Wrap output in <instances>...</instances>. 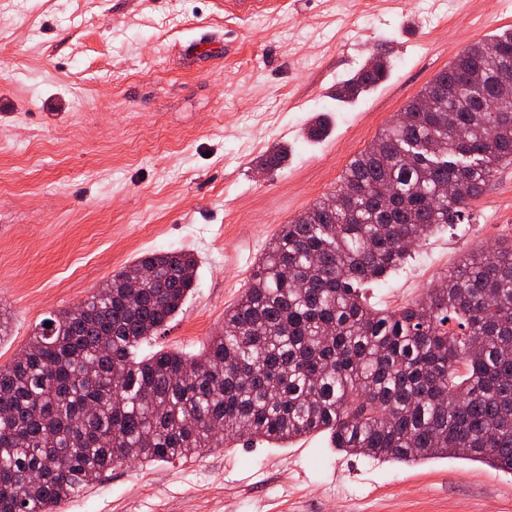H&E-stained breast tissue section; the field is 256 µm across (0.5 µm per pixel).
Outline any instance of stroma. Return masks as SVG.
<instances>
[{
    "mask_svg": "<svg viewBox=\"0 0 512 512\" xmlns=\"http://www.w3.org/2000/svg\"><path fill=\"white\" fill-rule=\"evenodd\" d=\"M284 2L230 19L224 0H0V308L12 316L0 365L50 313L169 249L195 255L198 286L140 353H200L282 225L339 188L465 48L512 26L498 0H368L365 14L353 0ZM381 43L388 79L337 101ZM321 116L327 130L310 139ZM281 147L283 168L261 171ZM510 240L506 163L472 223L441 227L363 297L397 309ZM58 512H512V473L349 456L315 432L116 466Z\"/></svg>",
    "mask_w": 512,
    "mask_h": 512,
    "instance_id": "obj_1",
    "label": "stroma"
}]
</instances>
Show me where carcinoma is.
<instances>
[{
    "label": "carcinoma",
    "mask_w": 512,
    "mask_h": 512,
    "mask_svg": "<svg viewBox=\"0 0 512 512\" xmlns=\"http://www.w3.org/2000/svg\"><path fill=\"white\" fill-rule=\"evenodd\" d=\"M507 58L512 29L410 100L336 191L282 225L203 353L137 354L196 288V259L180 250L147 253L44 318L0 366V512H54L116 465L246 436L327 431L351 455L512 472V243L463 259L400 309L360 294L434 228L471 223L472 201L512 160ZM392 66L380 48L336 98Z\"/></svg>",
    "instance_id": "carcinoma-1"
}]
</instances>
